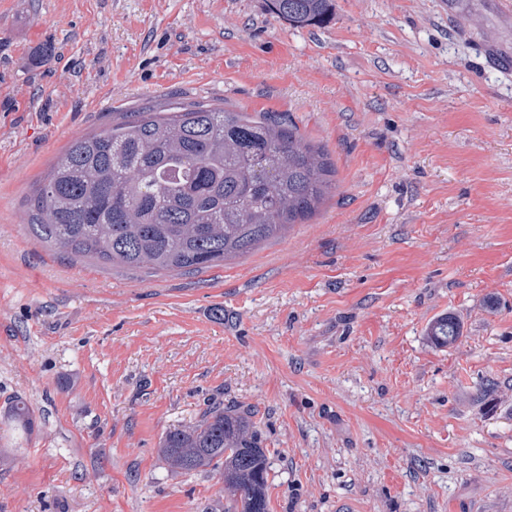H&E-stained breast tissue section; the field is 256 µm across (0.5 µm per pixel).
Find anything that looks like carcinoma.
Here are the masks:
<instances>
[{"mask_svg": "<svg viewBox=\"0 0 512 512\" xmlns=\"http://www.w3.org/2000/svg\"><path fill=\"white\" fill-rule=\"evenodd\" d=\"M333 0H269L297 26H319ZM328 153L272 114L255 119L193 105L136 112L74 143L31 199L35 239L73 262L87 258L130 269L193 273L245 255L302 224L332 189ZM428 335L447 346L462 335L444 316ZM3 417L26 433L35 426L21 398ZM160 454L176 471L217 469L230 494L224 512H268L267 456L251 421L220 408L165 433Z\"/></svg>", "mask_w": 512, "mask_h": 512, "instance_id": "cac0c4a2", "label": "carcinoma"}]
</instances>
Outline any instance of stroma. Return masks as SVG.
Returning a JSON list of instances; mask_svg holds the SVG:
<instances>
[{
	"mask_svg": "<svg viewBox=\"0 0 512 512\" xmlns=\"http://www.w3.org/2000/svg\"><path fill=\"white\" fill-rule=\"evenodd\" d=\"M0 0V512H222L159 441L250 415L269 512H512V16L497 0ZM275 113L337 188L280 239L194 273L78 263L29 199L134 112ZM462 334L439 347L431 321ZM333 0H269V10L297 26H319L333 13ZM461 325L458 319L452 316L437 318L430 326L428 336L438 346H447L461 336ZM3 417L15 429L23 432H31L35 426L33 414L22 398L13 400L4 410Z\"/></svg>",
	"mask_w": 512,
	"mask_h": 512,
	"instance_id": "35a3bbf8",
	"label": "stroma"
}]
</instances>
